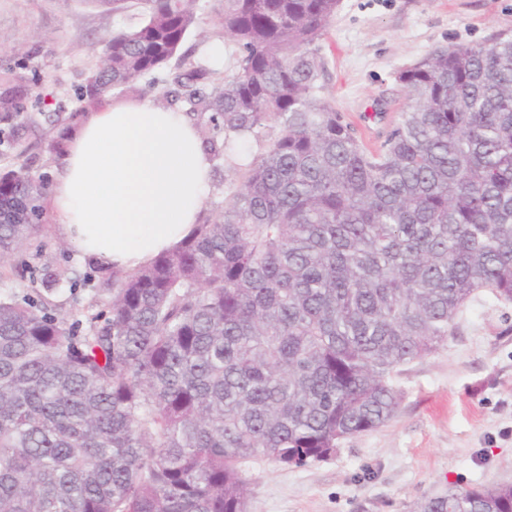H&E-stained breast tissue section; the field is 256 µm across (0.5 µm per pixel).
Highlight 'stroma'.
I'll use <instances>...</instances> for the list:
<instances>
[{
  "instance_id": "35a3bbf8",
  "label": "stroma",
  "mask_w": 512,
  "mask_h": 512,
  "mask_svg": "<svg viewBox=\"0 0 512 512\" xmlns=\"http://www.w3.org/2000/svg\"><path fill=\"white\" fill-rule=\"evenodd\" d=\"M218 10L219 0H203L200 31L185 46L196 61L229 71L212 35ZM139 20L95 0H0V76L20 77L24 113L12 131L18 147L0 155V168L24 161L54 182L62 167L50 150L56 118L78 107L99 40ZM503 32H512V0H339L321 42V81L343 122L374 151L407 103L400 71L438 49L491 45ZM44 207L41 233L23 253L30 270L0 272V291L54 295L58 314L72 320L103 310L111 269L61 251L52 198ZM58 272L66 283L50 286ZM396 383L397 415L343 440L327 459L302 468L246 461L247 512H412L451 489L512 485L511 302L479 294L447 343L401 366Z\"/></svg>"
}]
</instances>
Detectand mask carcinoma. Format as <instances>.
<instances>
[{
	"mask_svg": "<svg viewBox=\"0 0 512 512\" xmlns=\"http://www.w3.org/2000/svg\"><path fill=\"white\" fill-rule=\"evenodd\" d=\"M200 0H144L51 150L110 90L171 81L234 192L150 264L112 272L85 328L0 293V512H245L241 463L302 467L396 414L402 365L480 291L512 302V36L401 71L408 104L367 150L325 95L339 0H222L236 71L181 52ZM22 116L0 95V122ZM45 178L0 173V268L44 221ZM411 512H512V486Z\"/></svg>",
	"mask_w": 512,
	"mask_h": 512,
	"instance_id": "carcinoma-1",
	"label": "carcinoma"
}]
</instances>
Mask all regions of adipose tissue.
I'll return each instance as SVG.
<instances>
[{"label": "adipose tissue", "instance_id": "1", "mask_svg": "<svg viewBox=\"0 0 512 512\" xmlns=\"http://www.w3.org/2000/svg\"><path fill=\"white\" fill-rule=\"evenodd\" d=\"M210 168L184 113L146 104L93 113L73 132L56 179L61 233L102 266L148 264L191 234Z\"/></svg>", "mask_w": 512, "mask_h": 512}]
</instances>
